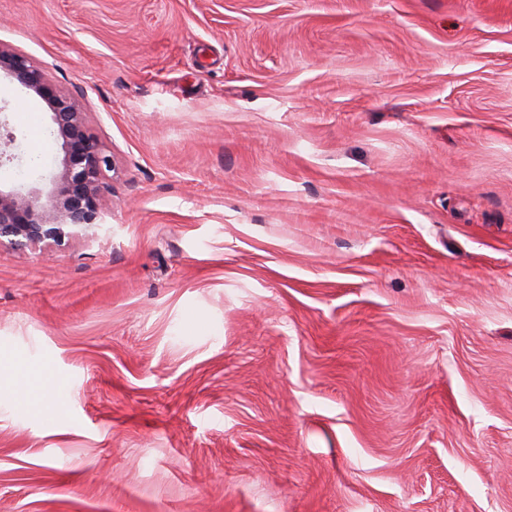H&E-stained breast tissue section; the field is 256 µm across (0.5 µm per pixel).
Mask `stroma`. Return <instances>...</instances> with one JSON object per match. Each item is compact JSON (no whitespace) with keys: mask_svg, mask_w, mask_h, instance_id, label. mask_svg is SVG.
Wrapping results in <instances>:
<instances>
[{"mask_svg":"<svg viewBox=\"0 0 512 512\" xmlns=\"http://www.w3.org/2000/svg\"><path fill=\"white\" fill-rule=\"evenodd\" d=\"M0 43L115 162L0 244V512H512V0H0Z\"/></svg>","mask_w":512,"mask_h":512,"instance_id":"obj_1","label":"stroma"}]
</instances>
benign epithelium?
I'll return each mask as SVG.
<instances>
[{"mask_svg":"<svg viewBox=\"0 0 512 512\" xmlns=\"http://www.w3.org/2000/svg\"><path fill=\"white\" fill-rule=\"evenodd\" d=\"M2 71L45 102L59 154L52 159L48 182L0 187V239L19 246L46 240L59 244L66 236L64 227L87 230L98 223L105 206L101 177L110 159L89 131L88 114L75 98L54 90L44 70L0 44Z\"/></svg>","mask_w":512,"mask_h":512,"instance_id":"7a95c632","label":"benign epithelium"}]
</instances>
